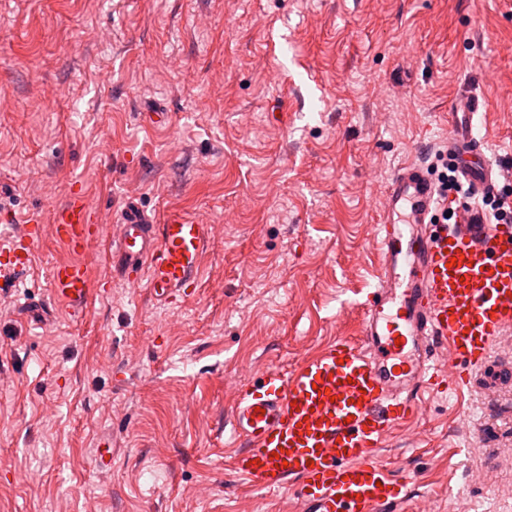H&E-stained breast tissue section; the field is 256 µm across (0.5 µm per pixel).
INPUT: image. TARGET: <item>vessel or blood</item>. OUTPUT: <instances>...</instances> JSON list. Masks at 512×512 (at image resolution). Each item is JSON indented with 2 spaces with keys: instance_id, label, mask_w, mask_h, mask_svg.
Masks as SVG:
<instances>
[{
  "instance_id": "obj_1",
  "label": "vessel or blood",
  "mask_w": 512,
  "mask_h": 512,
  "mask_svg": "<svg viewBox=\"0 0 512 512\" xmlns=\"http://www.w3.org/2000/svg\"><path fill=\"white\" fill-rule=\"evenodd\" d=\"M479 108L471 91L460 93L448 135V152L474 199L499 189L492 148L473 133ZM441 204L427 166L408 163L393 172L376 231L382 260L362 303L360 338L238 386L224 431L234 449L228 468L239 480L289 492L301 512H398L405 503L404 484L379 464L375 449L417 416L422 389L463 391L470 368L512 329V226L488 223L473 206L458 209L455 223H432ZM50 222L77 253L110 236L112 277L164 304L200 281L215 234L195 217H158L132 200L106 226L83 196L55 209ZM39 234V225H28L0 248V281L27 271ZM92 292L84 264L52 266L49 305L77 312ZM280 455L286 466L277 465Z\"/></svg>"
}]
</instances>
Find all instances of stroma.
<instances>
[{"label": "stroma", "mask_w": 512, "mask_h": 512, "mask_svg": "<svg viewBox=\"0 0 512 512\" xmlns=\"http://www.w3.org/2000/svg\"><path fill=\"white\" fill-rule=\"evenodd\" d=\"M465 85L512 161V0H0V246L43 227L0 285V512H299L226 469L233 389L357 340L389 178L434 165ZM80 192L106 224L134 197L219 225L196 294L110 281L101 238L83 314L21 319L74 257L49 217ZM377 458L404 512H512V329Z\"/></svg>", "instance_id": "stroma-1"}]
</instances>
